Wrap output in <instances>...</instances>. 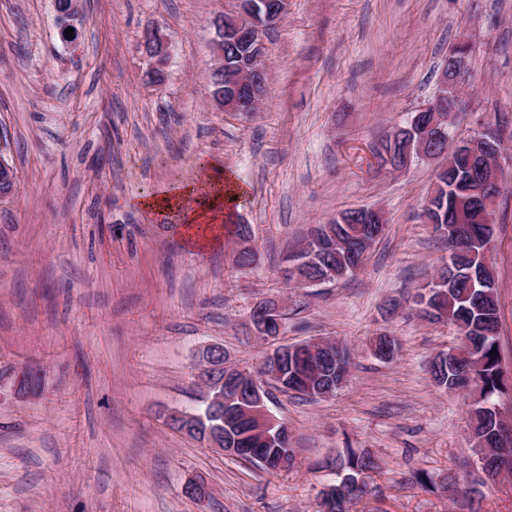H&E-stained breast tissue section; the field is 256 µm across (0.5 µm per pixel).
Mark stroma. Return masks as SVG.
<instances>
[{"mask_svg":"<svg viewBox=\"0 0 512 512\" xmlns=\"http://www.w3.org/2000/svg\"><path fill=\"white\" fill-rule=\"evenodd\" d=\"M76 45L61 42L51 0H0V157L15 192L0 200V512H317L345 450L374 456L352 512H512V477L487 485L470 441L466 390L437 386L447 321L422 319L415 297L448 257L420 218L438 161L392 171L382 140L437 89L459 38L472 47L451 132L477 118L512 149V0H291L266 36L258 112L210 99L213 20L237 0H83ZM168 38V80L144 84L147 27ZM207 160L250 189L231 221L248 225L258 263L238 267L234 237L183 247L131 198L192 179ZM360 207L386 231L350 277L285 288L284 259L314 225ZM489 261L499 344L512 374V165L504 167ZM287 296L282 342L331 338L352 364L336 395L275 393L295 450L269 473L171 428L197 412L198 350L222 345L252 368L275 344L250 336L253 305ZM400 347L385 363L375 336ZM34 387L18 388L23 370ZM424 469L455 485L431 493ZM212 495H186L189 478Z\"/></svg>","mask_w":512,"mask_h":512,"instance_id":"35a3bbf8","label":"stroma"}]
</instances>
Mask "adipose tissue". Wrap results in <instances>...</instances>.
<instances>
[{
    "label": "adipose tissue",
    "instance_id": "ef3b65f1",
    "mask_svg": "<svg viewBox=\"0 0 512 512\" xmlns=\"http://www.w3.org/2000/svg\"><path fill=\"white\" fill-rule=\"evenodd\" d=\"M248 194V186L235 175L205 164L192 180L133 198L131 204L138 210L172 218L182 245L204 252L221 244L224 222Z\"/></svg>",
    "mask_w": 512,
    "mask_h": 512
}]
</instances>
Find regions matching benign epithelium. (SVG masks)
<instances>
[{
    "label": "benign epithelium",
    "mask_w": 512,
    "mask_h": 512,
    "mask_svg": "<svg viewBox=\"0 0 512 512\" xmlns=\"http://www.w3.org/2000/svg\"><path fill=\"white\" fill-rule=\"evenodd\" d=\"M289 0H238V10L232 15H222L215 22L216 40L214 53L216 63L212 73L211 93L214 105L226 112L246 114L258 111L263 101L266 87L265 38L268 31L282 23L288 14ZM54 20L60 39L66 44L74 40L65 35L69 27L77 28L84 19L82 0H69L63 10L53 9ZM233 43L239 47V64L231 66L224 57V43ZM143 49L155 60V65L145 76V84L159 87L166 81L168 62V44L165 37L156 29L145 30ZM468 77V69L463 61L456 60L446 65L440 72L439 90L434 98L420 107L412 115L409 129L423 130L415 150L406 152V163L412 159L433 160L437 158L434 142L450 134L451 118L459 111L461 91ZM498 147L489 155L475 154V167L471 172V193L479 208L482 223L487 226V234L494 236L496 229L495 208L499 196V172L502 169L504 144L497 137ZM16 180L13 169L0 158V199L13 194ZM364 223L374 225L375 236H380L382 225L387 223L386 213L380 208L369 209L363 217ZM330 244L311 235L307 246L311 263L317 257L330 250ZM466 279L474 283L475 275L462 271L453 265L443 270L434 282V286L422 292L423 298L443 290L455 280ZM285 307L279 303L261 304L250 316L252 331L256 335L266 334V330L275 326L283 329ZM306 348L298 343H283L277 347V354L271 360L268 384L259 386L246 370H233L235 382L230 389L224 388V348L219 345H207L201 352L202 378L209 384L213 395L210 403L224 405L238 413L249 426L248 435L269 448L288 446L290 434L288 428L280 424L268 410L269 387L288 389L293 382L288 378V359L303 356ZM172 424L184 429L197 430L200 425L196 416L173 411L169 417ZM208 444L219 448L237 458L246 457L254 448L243 447L242 437L226 438L224 432L210 425L206 427Z\"/></svg>",
    "instance_id": "obj_1"
}]
</instances>
